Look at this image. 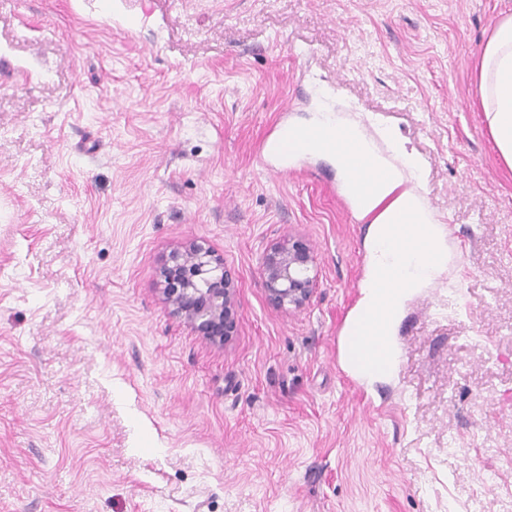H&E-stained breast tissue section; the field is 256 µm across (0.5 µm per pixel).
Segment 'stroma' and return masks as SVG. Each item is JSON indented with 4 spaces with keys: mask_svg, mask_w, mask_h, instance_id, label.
<instances>
[{
    "mask_svg": "<svg viewBox=\"0 0 512 512\" xmlns=\"http://www.w3.org/2000/svg\"><path fill=\"white\" fill-rule=\"evenodd\" d=\"M512 0H0V512H512V169L476 61ZM420 157L448 267L390 378L340 363L367 219L327 158L268 171L317 103ZM312 247L269 306L271 243ZM237 282L215 345L162 264ZM288 131L297 132L296 129L288 124V111H283L280 116L279 126L270 134V136L263 142L262 151L266 156L274 157L270 153L277 155L274 157L281 161L278 167H273L272 170L278 174H288L293 168L288 166V162L293 161L300 157L288 158V152H315L311 149L309 137L312 131L305 132L296 138L288 139ZM260 275L266 300L279 310H299L311 300L318 285L313 250L300 237L271 244L263 254ZM160 286L171 311L209 341L234 335L236 278L209 248L190 243L173 252L161 267Z\"/></svg>",
    "mask_w": 512,
    "mask_h": 512,
    "instance_id": "obj_1",
    "label": "stroma"
}]
</instances>
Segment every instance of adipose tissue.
Instances as JSON below:
<instances>
[{"instance_id":"1","label":"adipose tissue","mask_w":512,"mask_h":512,"mask_svg":"<svg viewBox=\"0 0 512 512\" xmlns=\"http://www.w3.org/2000/svg\"><path fill=\"white\" fill-rule=\"evenodd\" d=\"M480 103L495 149L512 168V17L495 23L479 60ZM336 167L367 228V272L357 315L369 316L382 336H391L404 300L437 280L448 266L442 225L398 224L397 213L413 214L420 198L402 190L404 173L421 175L415 156L400 141L385 157L354 121L336 117Z\"/></svg>"}]
</instances>
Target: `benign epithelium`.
Masks as SVG:
<instances>
[{
	"mask_svg": "<svg viewBox=\"0 0 512 512\" xmlns=\"http://www.w3.org/2000/svg\"><path fill=\"white\" fill-rule=\"evenodd\" d=\"M260 275L266 300L279 310H299L318 285L313 250L300 237L271 244L263 254ZM163 300L184 323L213 343L234 335L236 278L224 259L191 243L173 252L160 270Z\"/></svg>",
	"mask_w": 512,
	"mask_h": 512,
	"instance_id": "7a95c632",
	"label": "benign epithelium"
}]
</instances>
